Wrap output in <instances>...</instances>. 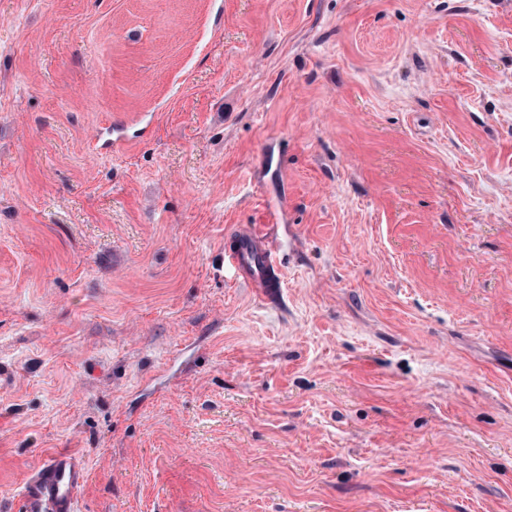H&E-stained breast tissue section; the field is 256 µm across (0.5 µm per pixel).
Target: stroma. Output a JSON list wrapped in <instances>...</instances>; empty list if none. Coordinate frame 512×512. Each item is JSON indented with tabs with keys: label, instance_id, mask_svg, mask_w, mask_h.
I'll list each match as a JSON object with an SVG mask.
<instances>
[{
	"label": "stroma",
	"instance_id": "1",
	"mask_svg": "<svg viewBox=\"0 0 512 512\" xmlns=\"http://www.w3.org/2000/svg\"><path fill=\"white\" fill-rule=\"evenodd\" d=\"M61 450L78 512H512V0H0V512ZM239 247L224 252V264L262 295H273L281 285L274 241L265 231L244 229Z\"/></svg>",
	"mask_w": 512,
	"mask_h": 512
}]
</instances>
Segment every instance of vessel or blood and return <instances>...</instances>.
I'll use <instances>...</instances> for the list:
<instances>
[{
  "label": "vessel or blood",
  "instance_id": "1",
  "mask_svg": "<svg viewBox=\"0 0 512 512\" xmlns=\"http://www.w3.org/2000/svg\"><path fill=\"white\" fill-rule=\"evenodd\" d=\"M224 263L263 295H273L281 285L275 244L267 232L244 229L238 248L225 252ZM88 479L89 469L80 455L54 454L23 485L25 512H76L78 493Z\"/></svg>",
  "mask_w": 512,
  "mask_h": 512
}]
</instances>
